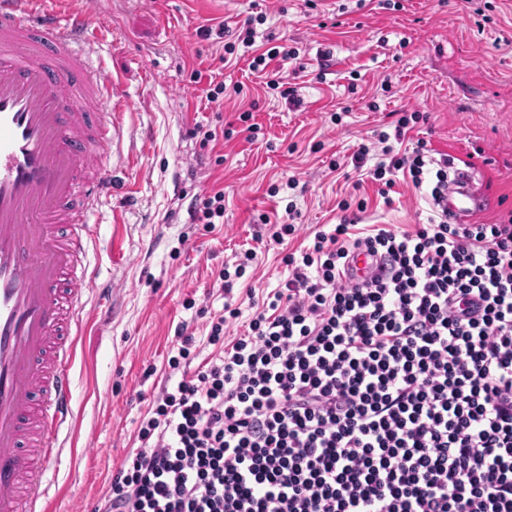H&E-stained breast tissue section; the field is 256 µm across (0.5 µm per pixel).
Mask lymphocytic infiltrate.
I'll use <instances>...</instances> for the list:
<instances>
[{"label": "lymphocytic infiltrate", "mask_w": 512, "mask_h": 512, "mask_svg": "<svg viewBox=\"0 0 512 512\" xmlns=\"http://www.w3.org/2000/svg\"><path fill=\"white\" fill-rule=\"evenodd\" d=\"M371 170L429 186L437 218L316 232L219 356L163 387L112 476L107 512H512V216L452 224L448 161L394 150ZM379 271L346 273L353 253Z\"/></svg>", "instance_id": "lymphocytic-infiltrate-1"}]
</instances>
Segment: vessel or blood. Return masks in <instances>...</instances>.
<instances>
[{
    "label": "vessel or blood",
    "instance_id": "obj_1",
    "mask_svg": "<svg viewBox=\"0 0 512 512\" xmlns=\"http://www.w3.org/2000/svg\"><path fill=\"white\" fill-rule=\"evenodd\" d=\"M92 22L0 0V512H48L85 297L112 304L89 252L132 103L93 68ZM442 205L456 224L485 209L473 169L453 168Z\"/></svg>",
    "mask_w": 512,
    "mask_h": 512
}]
</instances>
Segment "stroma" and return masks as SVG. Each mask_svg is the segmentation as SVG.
<instances>
[{
    "mask_svg": "<svg viewBox=\"0 0 512 512\" xmlns=\"http://www.w3.org/2000/svg\"><path fill=\"white\" fill-rule=\"evenodd\" d=\"M112 21L97 32L94 60L134 108L107 160L112 203L97 215L99 276L112 284V316L95 303L72 374L64 449L48 465L49 512H100L113 473L138 447L140 420L164 385L195 376L216 354L213 316L241 315L227 336L247 334L252 303L284 286L286 252L333 230L342 204L358 226L392 230L427 223L433 203L396 175L388 197L352 163L380 159L375 131L402 113L419 119L402 146L417 143L478 170L492 205L477 221L512 214V0H108ZM255 17L257 44L294 52L281 75L296 90L267 89L238 28ZM223 28L202 38L198 27ZM224 80V106L206 99ZM249 113V122L239 119ZM254 124V136L245 127ZM214 133L203 141L201 131ZM298 185L288 188L289 178ZM224 193V221L198 224L196 196ZM299 225L276 244L272 225ZM255 258L225 294L221 274L237 255ZM187 326L189 364L168 360Z\"/></svg>",
    "mask_w": 512,
    "mask_h": 512,
    "instance_id": "stroma-1",
    "label": "stroma"
}]
</instances>
